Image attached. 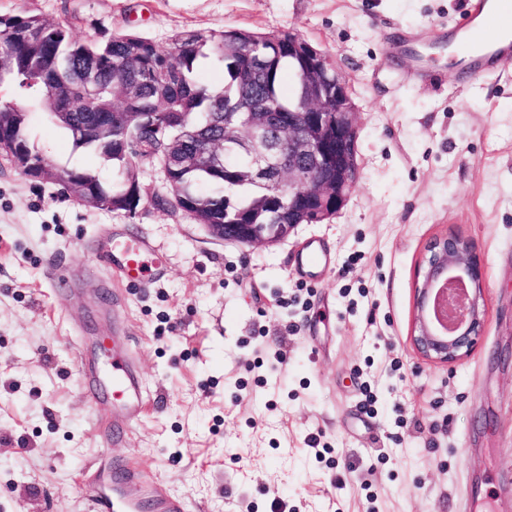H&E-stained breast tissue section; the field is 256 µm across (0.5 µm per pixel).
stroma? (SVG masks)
Masks as SVG:
<instances>
[{
  "label": "stroma",
  "mask_w": 512,
  "mask_h": 512,
  "mask_svg": "<svg viewBox=\"0 0 512 512\" xmlns=\"http://www.w3.org/2000/svg\"><path fill=\"white\" fill-rule=\"evenodd\" d=\"M467 0H0V14L66 22L74 38L133 30L169 47L185 30L291 32L328 53L358 109L359 175L329 221L251 247L212 238L155 205L159 165L138 167L135 215L88 208L0 159V512H91L102 453L133 461L195 512H463L467 494L512 512V63L457 84L447 52L407 76L386 53ZM35 149L112 182L33 113ZM149 238L163 274L112 294L96 249ZM470 240L486 276L474 353L430 363L410 344L414 276L427 244ZM332 260L302 280L296 251ZM61 265L66 293L45 274ZM121 326L151 401L103 450L112 404L88 402L81 368ZM327 448L315 454L309 438Z\"/></svg>",
  "instance_id": "obj_1"
}]
</instances>
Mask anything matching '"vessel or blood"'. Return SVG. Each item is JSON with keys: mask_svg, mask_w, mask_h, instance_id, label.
Here are the masks:
<instances>
[{"mask_svg": "<svg viewBox=\"0 0 512 512\" xmlns=\"http://www.w3.org/2000/svg\"><path fill=\"white\" fill-rule=\"evenodd\" d=\"M438 44L462 46L454 62L459 85L469 87L500 75L504 61L512 59V0H468V9L451 31L436 32ZM153 244L144 237L114 242L109 252L95 253L99 266L107 268L115 283L132 286L143 278L159 277L153 264ZM329 255L319 241L305 242L297 252L296 270L309 281H318L330 265ZM84 395L89 401L108 396L112 417L99 425L104 447L127 435L141 419L149 402V391L140 375L130 346L113 342L112 357L102 363L91 359L82 369ZM86 491L93 512H140L151 503L155 512H193L186 496L166 493L159 481L145 477L132 462L103 457Z\"/></svg>", "mask_w": 512, "mask_h": 512, "instance_id": "vessel-or-blood-1", "label": "vessel or blood"}]
</instances>
